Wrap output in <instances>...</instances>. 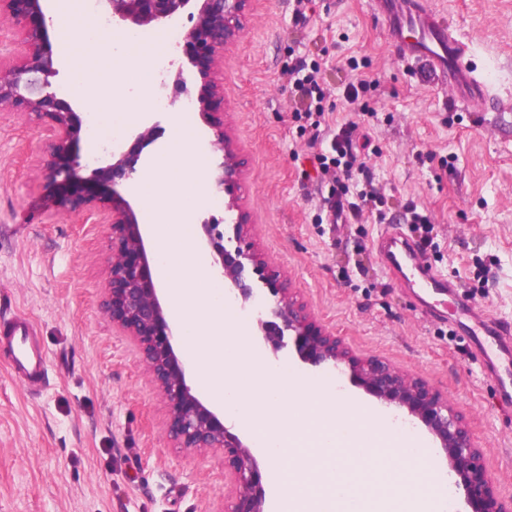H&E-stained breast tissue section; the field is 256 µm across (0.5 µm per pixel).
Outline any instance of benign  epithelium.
Listing matches in <instances>:
<instances>
[{
    "mask_svg": "<svg viewBox=\"0 0 512 512\" xmlns=\"http://www.w3.org/2000/svg\"><path fill=\"white\" fill-rule=\"evenodd\" d=\"M45 0H0V19L23 24L19 51L0 53V112H22L50 121L44 167L59 192L50 207L58 215L92 212L103 206L111 235L106 259L107 296L104 309L112 327L138 346L144 368L165 399L166 431L177 448L215 450L224 454V477L235 488L228 512H266V493L252 446L231 432L224 415L214 411L189 382V366L176 347L177 326L161 300L155 262L134 210L132 189L151 166L145 148L161 137L158 124L146 119L128 139L101 152L86 188L72 192L81 179V147L86 126L71 105L59 97L56 78L62 67L48 50L54 25ZM250 0H100L114 22L132 33H149L186 12L192 26L183 35L177 84L212 130L208 142L218 161L210 174L212 188L224 194V223L202 221L217 270L227 290L245 308L263 286L273 297L258 319L263 341L278 351L293 343L300 359L313 366L348 370L353 380L385 405L417 419L440 448L442 463L470 512H512V497L501 496L497 478L454 405L426 379L415 377L371 356L355 354L334 332L314 317L298 296L291 279L258 252L252 227L239 194L243 162L224 126L220 84L224 80V47L243 29ZM197 94H192L196 82Z\"/></svg>",
    "mask_w": 512,
    "mask_h": 512,
    "instance_id": "benign-epithelium-1",
    "label": "benign epithelium"
}]
</instances>
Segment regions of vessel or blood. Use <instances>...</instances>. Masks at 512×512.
<instances>
[{
    "mask_svg": "<svg viewBox=\"0 0 512 512\" xmlns=\"http://www.w3.org/2000/svg\"><path fill=\"white\" fill-rule=\"evenodd\" d=\"M402 54L429 65L451 85L461 103L483 101L487 88L466 63L468 46L457 38L448 16L426 7L424 0H372ZM382 266L390 275L414 279L423 290L444 294L453 287L451 280L435 271L423 251L410 243L382 237ZM467 329L484 355L488 374L499 381V397L512 406V327L489 322L470 314ZM0 339L12 352L15 372L27 384H42L47 375V354L37 330L28 318L19 316L0 324Z\"/></svg>",
    "mask_w": 512,
    "mask_h": 512,
    "instance_id": "vessel-or-blood-1",
    "label": "vessel or blood"
}]
</instances>
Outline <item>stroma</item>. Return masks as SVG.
I'll list each match as a JSON object with an SVG mask.
<instances>
[{
  "label": "stroma",
  "mask_w": 512,
  "mask_h": 512,
  "mask_svg": "<svg viewBox=\"0 0 512 512\" xmlns=\"http://www.w3.org/2000/svg\"><path fill=\"white\" fill-rule=\"evenodd\" d=\"M469 42V62L498 99L483 112L450 108L453 90L405 59L369 0H250L224 51V120L245 177L253 242L291 276L308 308L356 352L426 378L463 415L503 497L512 496V408L463 330L462 310L512 324V0H429ZM319 63L329 128L358 126L380 211L336 220L329 183L304 179L315 152L290 57ZM76 67L98 84V109H133L152 89L112 81V58L80 47ZM371 86L348 103L357 77ZM44 125L0 112V319L20 312L50 362L29 388L0 343V512H228L233 487L218 452L175 448L167 408L136 346L103 308L111 239L97 215L58 216L40 159ZM416 204L430 219L413 225ZM385 220H378V213ZM425 242L456 284L423 306L382 269L381 232Z\"/></svg>",
  "instance_id": "35a3bbf8"
}]
</instances>
